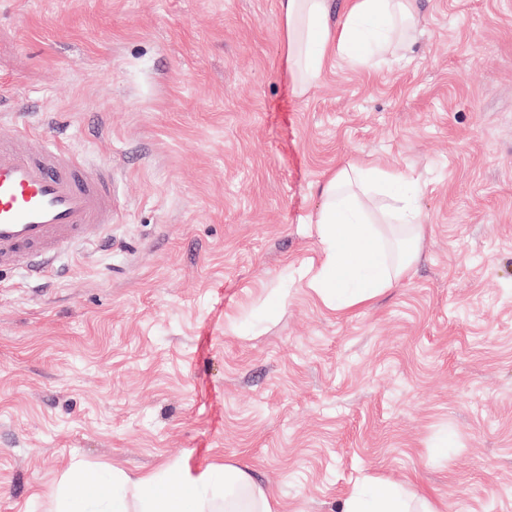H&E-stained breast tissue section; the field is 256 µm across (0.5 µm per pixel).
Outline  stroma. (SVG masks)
<instances>
[{
	"label": "stroma",
	"mask_w": 512,
	"mask_h": 512,
	"mask_svg": "<svg viewBox=\"0 0 512 512\" xmlns=\"http://www.w3.org/2000/svg\"><path fill=\"white\" fill-rule=\"evenodd\" d=\"M59 123L118 214L67 274L0 272V512L71 465L236 463L282 512L365 477L512 512V0H416L410 47L294 91L277 0H0V131ZM419 179L412 272L325 309L317 185Z\"/></svg>",
	"instance_id": "obj_1"
}]
</instances>
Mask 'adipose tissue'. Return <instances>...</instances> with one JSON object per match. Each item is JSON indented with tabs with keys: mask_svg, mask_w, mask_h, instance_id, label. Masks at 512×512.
<instances>
[{
	"mask_svg": "<svg viewBox=\"0 0 512 512\" xmlns=\"http://www.w3.org/2000/svg\"><path fill=\"white\" fill-rule=\"evenodd\" d=\"M278 12L294 86L303 94L327 58L366 67L404 41L414 0H345L338 25L330 0H278ZM416 186L412 174L354 161L319 183L323 203L308 221L320 261L308 286L323 307L344 315L371 306L418 262L424 226ZM51 512H281V506L248 468L224 463L194 471L171 461L149 472L114 467L94 473L74 465ZM339 512L443 509L402 484L372 478L343 499Z\"/></svg>",
	"mask_w": 512,
	"mask_h": 512,
	"instance_id": "obj_1",
	"label": "adipose tissue"
}]
</instances>
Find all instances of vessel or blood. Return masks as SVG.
<instances>
[{"mask_svg": "<svg viewBox=\"0 0 512 512\" xmlns=\"http://www.w3.org/2000/svg\"><path fill=\"white\" fill-rule=\"evenodd\" d=\"M113 221L110 163H85L27 127L0 137L1 270L43 271L74 246L102 240Z\"/></svg>", "mask_w": 512, "mask_h": 512, "instance_id": "vessel-or-blood-1", "label": "vessel or blood"}]
</instances>
